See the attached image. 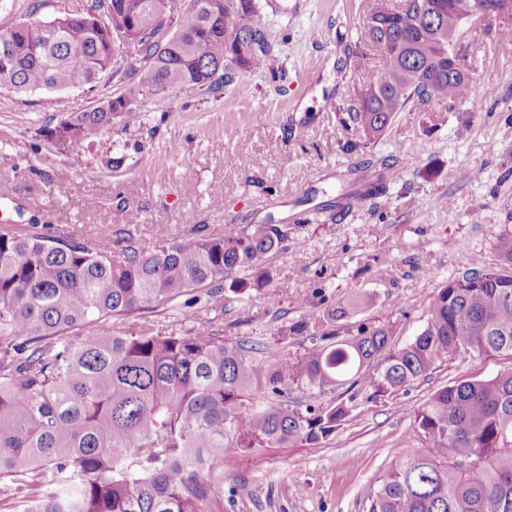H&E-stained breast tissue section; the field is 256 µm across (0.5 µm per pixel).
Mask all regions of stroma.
<instances>
[{
    "mask_svg": "<svg viewBox=\"0 0 512 512\" xmlns=\"http://www.w3.org/2000/svg\"><path fill=\"white\" fill-rule=\"evenodd\" d=\"M92 0H0V32L31 19L83 12ZM258 21L281 35L272 54L287 82L268 67L240 73L220 95L193 88L171 111L161 96L141 101L129 127L107 128L74 147L43 140L41 129L116 97L137 79V48L117 44L113 68L97 87L17 94L0 90V183L13 197L0 214L36 215L56 235L97 236L141 214L146 248L243 224H284L285 248L266 255L270 278L227 309L198 304L184 319L168 304L148 312L156 329L188 334L212 323L228 338L289 354L303 351L281 327L318 318L352 292L369 305L350 328L390 329L389 344L411 342L444 282L471 258L500 266L496 248L512 232V56L497 45L498 25L470 39L473 92L463 103L430 102L399 113L370 148L350 152L356 132L338 119L377 64L356 50L371 0H257ZM393 180L378 182L382 162ZM371 189L370 208L343 209L341 196ZM393 269L388 280L376 269ZM307 307H300V300ZM512 371L507 354L459 355L427 378L379 396L357 383L336 390L352 410L323 444L263 448L225 459L223 512H369L380 478L421 447L414 415L438 388Z\"/></svg>",
    "mask_w": 512,
    "mask_h": 512,
    "instance_id": "stroma-1",
    "label": "stroma"
}]
</instances>
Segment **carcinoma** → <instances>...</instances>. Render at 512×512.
Wrapping results in <instances>:
<instances>
[{
	"label": "carcinoma",
	"mask_w": 512,
	"mask_h": 512,
	"mask_svg": "<svg viewBox=\"0 0 512 512\" xmlns=\"http://www.w3.org/2000/svg\"><path fill=\"white\" fill-rule=\"evenodd\" d=\"M208 2L189 0L164 50L155 40L162 0H107L106 25L81 12L23 22L0 32V90L92 88L112 70V35L122 32L145 60L137 83L43 129L47 142L75 146L116 120L127 127L147 95L192 86L217 95L265 61L274 38L256 23L255 0H223L213 18ZM459 2L419 0L432 30L393 0H372L363 39L378 72L342 117L362 146L410 107L470 98V74L448 75V38L468 64ZM136 231L113 229L112 248L101 249L34 219L0 225V509L220 512L224 458L327 441L351 407L324 394L370 363L381 367L370 385L388 394L461 352L512 356V273L479 258L439 288L425 327L399 349L386 326L336 325L367 303L359 292L327 309L323 327L302 317L281 328L309 342L293 360L276 344L254 358L248 340L207 327L185 335L136 320L115 330L114 318L184 296L189 314L199 289L233 303L266 283L264 257L288 241L286 224H245L148 250ZM247 269L259 276H238ZM414 422L425 447L381 478L370 512H512V371L436 390Z\"/></svg>",
	"instance_id": "carcinoma-1"
}]
</instances>
